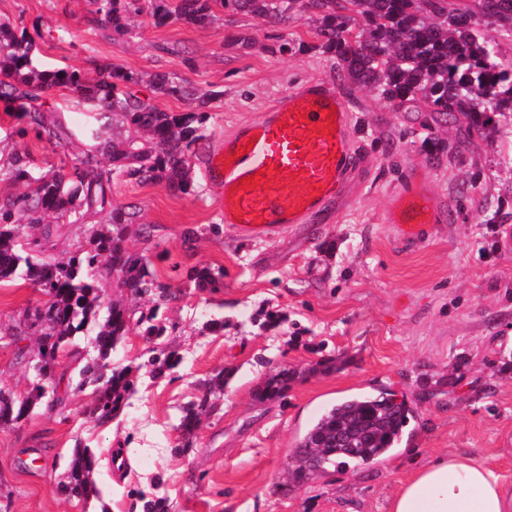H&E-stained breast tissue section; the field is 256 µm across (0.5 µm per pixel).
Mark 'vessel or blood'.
Instances as JSON below:
<instances>
[{
	"label": "vessel or blood",
	"instance_id": "1",
	"mask_svg": "<svg viewBox=\"0 0 512 512\" xmlns=\"http://www.w3.org/2000/svg\"><path fill=\"white\" fill-rule=\"evenodd\" d=\"M349 120L346 99L328 81L310 80L283 93L261 119L238 124L203 161L226 229L261 238L320 213L352 171ZM329 121L333 131L321 132ZM252 176L257 185L242 188ZM428 200L425 184L414 181L393 197L390 220L403 237H417L428 223Z\"/></svg>",
	"mask_w": 512,
	"mask_h": 512
}]
</instances>
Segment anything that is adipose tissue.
Listing matches in <instances>:
<instances>
[{
	"instance_id": "ef3b65f1",
	"label": "adipose tissue",
	"mask_w": 512,
	"mask_h": 512,
	"mask_svg": "<svg viewBox=\"0 0 512 512\" xmlns=\"http://www.w3.org/2000/svg\"><path fill=\"white\" fill-rule=\"evenodd\" d=\"M391 512H512V490L490 466L450 454L422 466L396 493Z\"/></svg>"
}]
</instances>
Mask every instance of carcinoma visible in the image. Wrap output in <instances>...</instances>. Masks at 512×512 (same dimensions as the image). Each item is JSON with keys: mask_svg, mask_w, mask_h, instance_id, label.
<instances>
[{"mask_svg": "<svg viewBox=\"0 0 512 512\" xmlns=\"http://www.w3.org/2000/svg\"><path fill=\"white\" fill-rule=\"evenodd\" d=\"M94 23L118 37L136 27L133 17L149 15L157 25L170 20L196 27L212 23L215 10L247 13L267 22L288 20L295 5L317 16L320 48L336 58L339 75L350 84L376 92L400 108L425 106L432 122L453 120L467 138L494 139L512 134V63L498 58L496 40L483 25L497 23L512 36V0H479L478 12L448 7V0H94ZM36 42L27 30L0 21V101L18 108L29 131L47 140L75 136L61 117L51 115L46 96L55 88H73L90 109L111 120V125L88 127L82 136L92 149L74 157L71 173L35 178L27 157L17 155L0 176L26 190L0 203V281L20 277L37 288L45 300L25 310L24 329L38 336L39 374L49 376L59 354L76 336L94 324L97 358L78 372V387L95 386L89 413L106 422L134 392L131 370L107 371L112 350L126 335L132 313L112 303L104 321H97L105 288L111 278L133 297L165 300L168 290L158 283L149 259L125 243L128 225L136 213L112 206V175L165 184L187 193L193 186L191 160L205 139L209 116L203 111L216 91L194 96L178 76L146 75L132 69L96 68L82 72L69 68L41 69L34 64ZM149 78L158 96L184 101L195 98L187 112H168L141 98L134 87ZM119 135L109 136V128ZM111 168L100 166L98 153ZM101 213L110 229H87L84 244L60 258L41 257L54 230L51 221H83L86 214ZM24 217L29 232L21 231ZM194 287L212 293L224 287V272L193 266L186 272ZM157 314L140 315L137 323L150 341L166 335ZM296 372L283 368L272 375L259 393L262 401L282 398ZM36 384L19 399L0 391V424L28 418L44 398ZM224 392V376L208 382L198 403L184 410L179 428L194 435L201 418L215 406L213 397ZM412 415L405 401L382 391L356 395L326 408L297 442L291 475L300 481L314 479L346 459L359 465L380 461L399 442ZM342 432L350 439L336 441ZM91 451L76 445L60 491L86 502L100 497Z\"/></svg>", "mask_w": 512, "mask_h": 512, "instance_id": "obj_1", "label": "carcinoma"}]
</instances>
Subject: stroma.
Segmentation results:
<instances>
[{
	"mask_svg": "<svg viewBox=\"0 0 512 512\" xmlns=\"http://www.w3.org/2000/svg\"><path fill=\"white\" fill-rule=\"evenodd\" d=\"M91 0H0V19L36 30L45 67L86 71L123 67L186 78L217 91L207 106L215 147L242 121L258 119L276 98L312 77L333 84L350 104L357 157L344 192L305 223L265 238L219 223L220 199L192 163L195 190L112 180V203L136 209L126 244L147 255L161 282L176 292L158 316L165 337L149 342L131 325L109 365L137 373L135 392L110 421L89 415L94 388L73 375L96 355L93 332L78 351L59 356L48 380L61 399L38 406L16 424L0 425V512H390L399 486L421 464L465 452L497 468L512 484V139H465L440 128L451 162L430 160L423 112L395 109L367 89L339 81L336 61L319 48L316 22L294 11L276 27L245 14L218 15L208 26H154L137 19L134 36L113 38L92 23ZM291 51L280 52L281 43ZM22 117L0 103V167L14 154L34 175L69 172L84 148L14 131ZM422 174L438 219L414 241L386 221L392 195L410 172ZM509 220L486 221L488 208ZM199 231L186 240L187 229ZM223 269L216 293L194 288L188 268ZM43 296L14 279L0 284V388L26 391L34 379L36 338L14 335L26 308ZM220 318L224 329H206ZM175 354L178 365L154 377L144 363ZM336 360L333 373L317 362ZM284 367L303 371L276 401L257 397ZM224 377V394L191 441L178 428L182 411L205 384ZM383 388L406 400L415 416L408 436L384 461L341 467L294 482L291 455L309 423L336 398ZM95 454L98 501L59 491L76 443Z\"/></svg>",
	"mask_w": 512,
	"mask_h": 512,
	"instance_id": "35a3bbf8",
	"label": "stroma"
}]
</instances>
